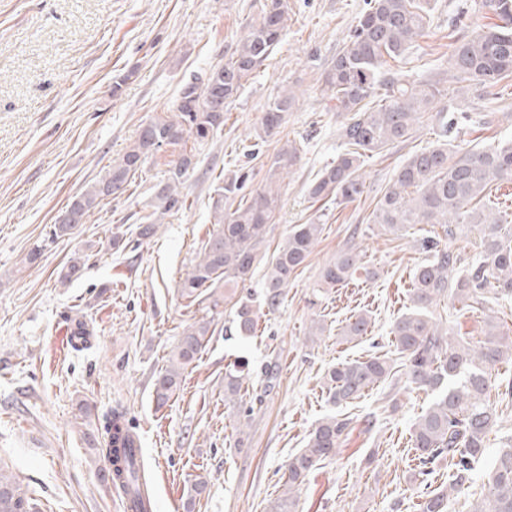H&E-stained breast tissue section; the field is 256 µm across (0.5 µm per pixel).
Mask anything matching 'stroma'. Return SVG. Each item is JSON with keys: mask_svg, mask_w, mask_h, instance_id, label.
<instances>
[{"mask_svg": "<svg viewBox=\"0 0 512 512\" xmlns=\"http://www.w3.org/2000/svg\"><path fill=\"white\" fill-rule=\"evenodd\" d=\"M261 0H0V467L28 486L41 512H125L107 479L106 461L84 436L86 419L120 409L141 444L152 476L154 512H267L282 497L289 457L335 408L325 374L336 363L390 354V329L411 306V275L427 257V238L448 241L464 264L481 258L476 233L447 238L443 225L420 224L395 237L368 225L375 195L408 153L436 145L439 127L424 121L408 142L365 159L366 189L348 204L312 202L306 188L341 150L343 116L322 74L347 45L365 0H290L278 47L224 114V129L197 144L181 192L189 207L139 238L157 185L176 148L147 159L129 190L110 197L72 234H50L72 198L99 179L135 140L141 125L169 115L183 87L204 85L259 12ZM480 0H431L427 29L407 66L410 79L446 62L458 38L490 25ZM129 74L120 92L115 78ZM298 93L280 137L250 149L248 138L282 86ZM474 87L456 99L449 140L481 147L512 136V94L493 101ZM300 143L302 160L281 183L269 248L295 224L316 221L322 234L280 308L262 316L254 336L228 339L216 329L178 393L164 408L153 382L184 327L206 316L188 305L178 282L210 224L220 176L248 175L261 186L268 156L284 140ZM124 246L107 249L112 235ZM40 259L28 262L34 245ZM346 249L364 268L348 284L319 285L322 268ZM87 260L68 284L59 273L75 251ZM368 312L367 336L343 340L351 316ZM85 320L87 349L63 346L66 328ZM456 337L482 338L486 321L512 334V299L487 295L480 309L445 300L434 310ZM323 331L311 334L313 325ZM247 360L254 379L241 398L224 396V371ZM278 369L265 389L266 366ZM432 397L390 395L382 385L348 404L356 428L339 454L295 492L297 512H418L439 478H414L410 428ZM253 405L242 416V402ZM208 481L194 507L187 488Z\"/></svg>", "mask_w": 512, "mask_h": 512, "instance_id": "35a3bbf8", "label": "stroma"}]
</instances>
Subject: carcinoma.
<instances>
[{"mask_svg":"<svg viewBox=\"0 0 512 512\" xmlns=\"http://www.w3.org/2000/svg\"><path fill=\"white\" fill-rule=\"evenodd\" d=\"M288 0H264L259 16L248 24L224 64L211 69L202 91L192 84L181 92L175 115L144 124L133 143L105 174L76 195L69 208L84 219L106 198L126 191L147 158L164 146H178L182 154L168 169L167 181L155 194L154 214L140 225L139 235L155 233L157 220L187 208L179 186L194 165L188 139L201 143L224 129V105L234 99L249 77L273 54L288 20ZM481 8L497 22L458 40L448 57L446 72L455 83L494 86L512 77V0H482ZM429 0H367V8L342 49L323 76L336 111L346 113L341 126L345 149L325 165L307 186L315 202H351L364 192L360 175L364 157L413 137L425 114L448 97L436 74L409 80L389 61L407 64L417 38L428 23ZM297 101L291 89L270 99L254 139L265 143L278 134L285 116ZM301 158L296 142H286L270 158L265 183L245 199L246 179H223L213 201L212 232L202 243L199 260L181 278V298L206 305L209 315L185 327L169 366L157 376L153 399L165 406L180 390L184 371L198 358L215 333V317L230 307L224 335L247 338L255 334L264 313L283 303L285 289L304 265L322 231L321 224H296L267 260L263 298L259 303L240 297L261 260L270 224L279 208L280 184ZM512 180V140L482 149H467L450 142L412 152L397 168L378 199L371 223L397 235L415 224H444L452 238L463 225L478 231L483 259L461 268L460 254L440 241L428 239L431 258L419 264L412 276L413 310L391 328L398 360L373 354L360 361L338 363L325 376L328 401L347 405L380 383L396 388L431 391L434 399L412 426L414 472L428 476L448 467L449 487H439L419 503V512H448L450 492L462 494L473 485L479 464L489 462L487 482L468 512H512V437L489 451L488 437L502 422L489 393L504 388L512 396V382L493 376L497 364L512 360V336L498 323H485L475 344L460 341L438 326L431 316L437 302L449 298L482 305L485 294L512 297V231L501 212L491 205L492 187ZM84 264V254L74 252L60 272V282L71 280ZM362 268L359 255L348 250L325 265L321 284L334 288L347 283ZM370 319L358 315L343 336L356 340L367 335ZM248 364L239 362L224 373V395L240 394ZM104 447L98 453L112 461L108 471L113 488L124 499L152 501L150 481L141 462L139 436L126 413L113 410L103 416ZM354 430L350 416L325 417L309 434L305 447L290 456L286 469L287 494L267 512H294L293 490L339 453ZM0 512H37L16 477L0 468Z\"/></svg>","mask_w":512,"mask_h":512,"instance_id":"obj_1","label":"carcinoma"}]
</instances>
